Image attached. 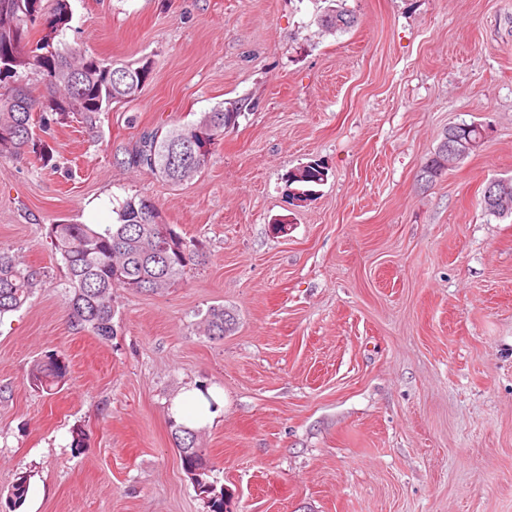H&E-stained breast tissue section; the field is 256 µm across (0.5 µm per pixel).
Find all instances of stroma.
Wrapping results in <instances>:
<instances>
[{"label":"stroma","mask_w":512,"mask_h":512,"mask_svg":"<svg viewBox=\"0 0 512 512\" xmlns=\"http://www.w3.org/2000/svg\"><path fill=\"white\" fill-rule=\"evenodd\" d=\"M62 38L150 82L45 138L57 166L0 163V247L47 277L0 319V512H207L169 419L204 383L224 404L198 443L229 512H512V0H69ZM239 107L201 173L175 187L130 164L142 134ZM483 146L418 180L449 126ZM327 176L289 201L284 177ZM146 195L206 262L157 295L115 290L117 334L71 324L45 228L115 223ZM286 230L275 233L276 221ZM234 313L223 339L210 306ZM65 354L67 383L33 364ZM87 446L74 451L72 429ZM332 4H335V6H330L321 19V27L325 32L330 33L331 31H343L351 29L357 24L356 15L352 11L343 7V1H340L339 9H331L332 7H336V3ZM330 11L331 13H328ZM325 169L322 162L314 160L288 172L286 176L288 196L301 200L313 195L312 187L320 185L324 181ZM504 180H494L487 184L485 198L487 202L495 207L508 208L512 206V197L510 196V190L508 185H505ZM504 185V186H503ZM511 198V200H510ZM482 209L491 216L496 218H503L508 214H512V207L507 210L504 209H493L488 207L484 200V192L482 191V198L480 199ZM203 324L205 335L211 339L220 340L234 324V315L224 310V306H212L205 313ZM68 367L65 357L54 353L50 354L33 365L30 383L38 390L54 391L66 382Z\"/></svg>","instance_id":"stroma-1"}]
</instances>
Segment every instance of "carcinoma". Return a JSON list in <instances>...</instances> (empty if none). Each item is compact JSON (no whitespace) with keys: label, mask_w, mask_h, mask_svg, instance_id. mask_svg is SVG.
<instances>
[{"label":"carcinoma","mask_w":512,"mask_h":512,"mask_svg":"<svg viewBox=\"0 0 512 512\" xmlns=\"http://www.w3.org/2000/svg\"><path fill=\"white\" fill-rule=\"evenodd\" d=\"M69 20L68 0H0V161L31 158L42 168L53 167L54 157L43 133L74 120L97 135L101 115L114 103L134 99L151 78V62L146 59L119 65L64 43L55 45L47 39L31 43L36 25L44 24L57 34ZM356 24V15L343 6L321 19L326 32ZM30 73L36 75V82H29ZM239 116L237 107L220 105L194 123L158 129L142 138L131 163L180 185L201 171L210 150L194 153L192 162L182 165L171 160L172 145L191 139L201 148L212 145L238 123ZM325 176L318 160L288 172V196L301 200L313 195V187ZM46 238L62 262L58 287L69 318L78 329L104 341L116 335L112 290L157 294L179 284L204 261L199 241L163 223L155 202L146 196L125 199L115 224L101 227L63 221L48 225ZM42 281L41 271L0 248V317L21 309ZM203 324L205 335L221 340L234 324V315L222 305L212 306ZM67 375L66 359L53 353L33 365L30 383L41 391H54L63 386ZM170 427L183 470L206 500L209 512H224V488L206 479L209 466L196 430L174 418ZM28 487L27 475L19 474L9 496L10 508L25 500Z\"/></svg>","instance_id":"1"}]
</instances>
